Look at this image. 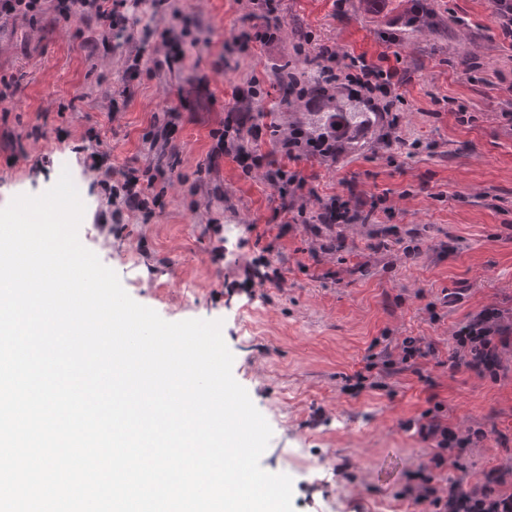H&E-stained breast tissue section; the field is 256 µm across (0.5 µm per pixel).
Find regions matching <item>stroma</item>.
<instances>
[{
	"label": "stroma",
	"instance_id": "obj_1",
	"mask_svg": "<svg viewBox=\"0 0 512 512\" xmlns=\"http://www.w3.org/2000/svg\"><path fill=\"white\" fill-rule=\"evenodd\" d=\"M278 15L274 37L244 45L239 30L262 18L260 0H170L150 37L129 27L112 49L97 46L91 18L0 21V80L13 89L0 103V207L69 169L85 196L79 239L125 291L170 322L221 321L233 376L273 431L260 465L291 477L294 512H433L407 493L435 446L408 424L433 407L476 436L435 482L469 490L500 474L511 496L512 348L492 377L447 363L455 332L485 309L512 323V35L492 0H279ZM323 46L345 65L386 56L401 82L389 110L343 75L322 97L295 100L293 119L342 96L371 123L337 159L289 162L308 187L284 212L262 170L244 176L218 134L229 107L254 104L240 86L266 88L272 106V65ZM139 51L141 76L124 85ZM159 112L173 115L179 175L147 221L109 189L154 164L144 135ZM102 150L106 186L90 169ZM209 157L212 176L198 181ZM216 185L227 208L215 224ZM333 197L375 211L337 225L345 242L329 252L293 217ZM419 336L434 356L382 387L353 385L371 356Z\"/></svg>",
	"mask_w": 512,
	"mask_h": 512
}]
</instances>
